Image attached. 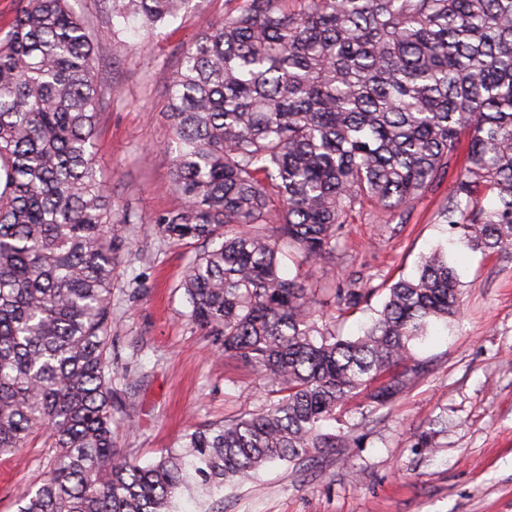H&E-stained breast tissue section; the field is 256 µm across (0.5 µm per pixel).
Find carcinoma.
Here are the masks:
<instances>
[{
  "mask_svg": "<svg viewBox=\"0 0 512 512\" xmlns=\"http://www.w3.org/2000/svg\"><path fill=\"white\" fill-rule=\"evenodd\" d=\"M193 0H107L151 36ZM169 77L174 242L210 243L181 288L188 320L277 400L188 430L147 465L117 448L112 366L118 248L96 160L94 43L69 0H18L0 33V451L42 432L57 449L18 512H180L224 503L276 460L346 447L324 431L356 397L387 407L425 368L410 343L459 309L442 251L388 286L363 334L336 312L375 294L290 278L279 255L336 252L367 199L396 212L452 181L442 221L512 249V0H228ZM467 137L457 172L461 137Z\"/></svg>",
  "mask_w": 512,
  "mask_h": 512,
  "instance_id": "cac0c4a2",
  "label": "carcinoma"
}]
</instances>
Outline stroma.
<instances>
[{"mask_svg": "<svg viewBox=\"0 0 512 512\" xmlns=\"http://www.w3.org/2000/svg\"><path fill=\"white\" fill-rule=\"evenodd\" d=\"M96 41L102 83L97 159L112 202L120 245L112 282V363L137 385L126 395L118 443L140 461L176 447L184 431L236 418L272 402L261 374L218 356L210 337L186 317L181 280L206 245L174 243L156 218L181 207L169 187L172 156L165 78L225 0H193L191 11L154 36L138 23L117 39L102 0H70ZM450 186L441 182L406 210L355 207L336 257L313 264L332 283H370L369 300L336 320L358 334L385 287L412 274L442 245L461 276V312L430 324L413 346L426 372L390 406L374 413L352 401L348 443L299 464L275 462L224 491V512H512V250L487 254L450 243L439 214ZM55 449L34 440L0 452V512L41 478Z\"/></svg>", "mask_w": 512, "mask_h": 512, "instance_id": "obj_1", "label": "stroma"}]
</instances>
